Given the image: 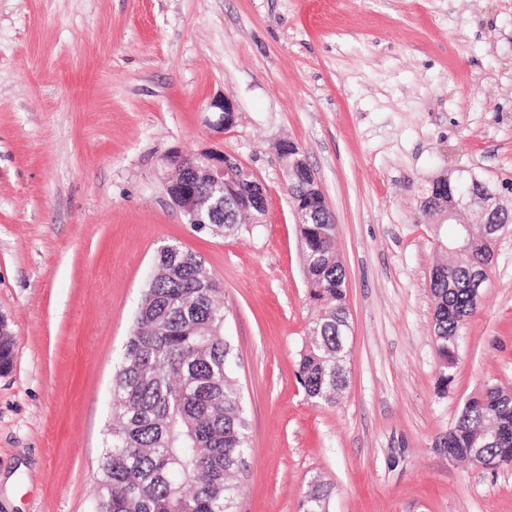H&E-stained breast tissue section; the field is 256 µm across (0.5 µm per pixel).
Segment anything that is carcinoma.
I'll return each instance as SVG.
<instances>
[{
    "label": "carcinoma",
    "mask_w": 512,
    "mask_h": 512,
    "mask_svg": "<svg viewBox=\"0 0 512 512\" xmlns=\"http://www.w3.org/2000/svg\"><path fill=\"white\" fill-rule=\"evenodd\" d=\"M291 198L316 200V223L300 224L309 299L318 315L300 352L298 375L308 399L332 404L346 385L349 331L343 265L336 256L335 221L312 173L291 174ZM489 247L434 269V336L441 383L452 379L462 329L480 292L474 273ZM161 277L146 288L123 358L112 378V432L94 487L96 512H233L238 472L248 446L243 395L230 366L221 286L204 260L163 250ZM14 341L0 335V374L13 367ZM455 460L476 455L512 465V396L491 385L469 398L440 436ZM331 487L315 481L300 512H329Z\"/></svg>",
    "instance_id": "1"
}]
</instances>
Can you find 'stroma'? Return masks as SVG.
<instances>
[{
	"instance_id": "stroma-1",
	"label": "stroma",
	"mask_w": 512,
	"mask_h": 512,
	"mask_svg": "<svg viewBox=\"0 0 512 512\" xmlns=\"http://www.w3.org/2000/svg\"><path fill=\"white\" fill-rule=\"evenodd\" d=\"M284 139L345 270L334 406L296 376L316 312ZM206 149L264 184L263 223L187 224L171 159ZM460 168L512 183V0H0V512H94L112 376L167 244L222 287L250 440L235 512H299L317 480L329 512H512V466L434 446L473 394L512 391V229L440 384L430 276L454 226L419 205ZM287 193L289 198H321V192L312 173L302 171L299 174H291L287 180Z\"/></svg>"
}]
</instances>
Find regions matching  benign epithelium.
<instances>
[{
  "label": "benign epithelium",
  "mask_w": 512,
  "mask_h": 512,
  "mask_svg": "<svg viewBox=\"0 0 512 512\" xmlns=\"http://www.w3.org/2000/svg\"><path fill=\"white\" fill-rule=\"evenodd\" d=\"M210 106L221 112L218 124L225 129L232 127L236 119V107L232 100H214ZM202 163L184 166V157L177 156L172 163L178 174L167 186L173 203L183 212L190 224H205L219 213L231 214L239 211L244 199H253L254 223H261L267 210V191L256 180L246 186H238L239 177L232 164V157L222 152L203 150L197 153ZM450 182H468L465 191H458L448 203L434 201L435 189H430L420 204L423 216L438 215L444 220L459 225L457 239L445 250L450 254L469 253L477 240L482 239L495 248L497 238L483 232L478 234L473 226L496 224L503 213L512 212V203L498 191L483 185L471 170L459 169L448 173ZM290 205L297 224L314 221L313 209L304 199H292Z\"/></svg>",
  "instance_id": "obj_1"
}]
</instances>
